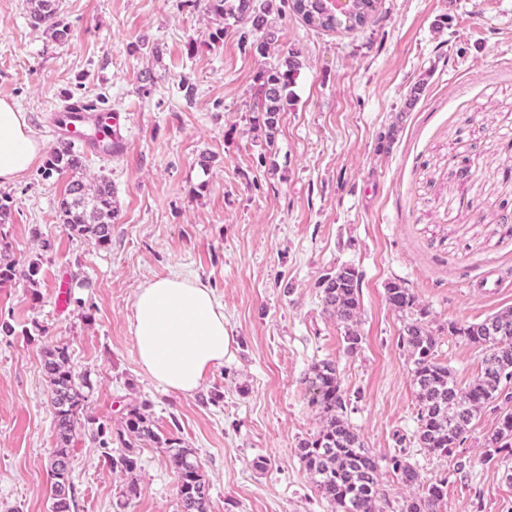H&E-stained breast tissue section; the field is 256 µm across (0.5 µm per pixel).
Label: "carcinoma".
I'll return each mask as SVG.
<instances>
[{
  "instance_id": "1",
  "label": "carcinoma",
  "mask_w": 512,
  "mask_h": 512,
  "mask_svg": "<svg viewBox=\"0 0 512 512\" xmlns=\"http://www.w3.org/2000/svg\"><path fill=\"white\" fill-rule=\"evenodd\" d=\"M205 11L229 16L244 25L243 45L260 55L278 42L279 32L268 20L269 5L264 0H201ZM283 7L300 16L308 25L322 30H356L355 20L336 18L325 12L323 0H281ZM30 25L57 42L69 39L70 29L59 19L58 0H26ZM299 63L288 56L277 67L259 75L257 106L260 125L266 138L274 140L281 115L290 97L289 88ZM85 155L69 141L53 148L45 174L67 181L58 210L68 233L107 247L112 241V223L117 216L112 199V182L105 177L86 180ZM39 266L18 261L0 263V286L17 278L35 282ZM362 273L342 264L318 283L323 311L343 327L345 352L356 353L361 343L358 330ZM386 300L405 317L399 345L411 360V380L418 406V447L437 455H448L464 445L467 434L486 408L498 414L497 425L483 437L487 462L505 453L512 455V307L503 308L478 322L450 321L439 327L448 336L485 351L480 373L470 381L457 382L454 371L436 358V334L423 322L427 311L411 288L399 281L386 285ZM40 368L50 387L53 429L56 443L48 460L51 512H71L73 482L70 448L78 427L85 425L91 439L103 449L105 461L114 471L133 472L137 450L146 446L164 449L177 476L178 512H210V484L195 450L183 446L181 439L158 432L149 405L134 406L124 415L120 428L109 432L85 413L84 383L70 365L68 346L45 342ZM309 403L315 408L319 426L298 445V454L314 479L317 492L331 512H384L381 505L379 464L365 448L348 418L350 399L331 361L313 363L305 376ZM396 479L405 486L418 482L416 467L400 449L388 459ZM448 478L430 485L426 491L405 500L401 512H441Z\"/></svg>"
}]
</instances>
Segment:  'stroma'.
<instances>
[{
	"label": "stroma",
	"instance_id": "1",
	"mask_svg": "<svg viewBox=\"0 0 512 512\" xmlns=\"http://www.w3.org/2000/svg\"><path fill=\"white\" fill-rule=\"evenodd\" d=\"M270 2L279 41L260 57L244 50L234 19L198 0H59L64 43L31 27L25 0H0V97L25 112L45 148L57 146L51 130L68 103L125 119L111 157L88 153L84 170L112 182L109 247L65 230V182L45 176V160L0 186L12 257L41 260L37 286H0V319L13 327L0 333V512H49L47 339L67 344L72 368L88 376L97 422L117 429L146 402L159 431L195 450L210 512H330L298 455L318 426L304 377L320 360L335 362L368 451L382 461L405 449L419 472L409 488L382 470L387 512L442 478V512H512V458L483 460L496 414H482L451 456L414 443L403 320L385 294L404 281L432 328L512 307V287H481L512 276V0H380L353 32L310 28ZM289 53L300 67L270 141L254 124L259 73ZM390 130L393 143L380 148ZM341 264L362 274L352 355L316 288ZM172 274L212 289L230 336L223 365L190 395L144 372L131 329L138 289ZM437 354L462 382L483 358L445 334ZM463 456L468 466L455 471ZM71 457L77 512H177L163 449L142 448L134 472H115L80 432ZM133 480L141 495L122 504Z\"/></svg>",
	"mask_w": 512,
	"mask_h": 512
}]
</instances>
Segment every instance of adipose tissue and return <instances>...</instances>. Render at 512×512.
<instances>
[{
  "label": "adipose tissue",
  "instance_id": "adipose-tissue-1",
  "mask_svg": "<svg viewBox=\"0 0 512 512\" xmlns=\"http://www.w3.org/2000/svg\"><path fill=\"white\" fill-rule=\"evenodd\" d=\"M43 145L16 104L0 97V185L19 179ZM133 335L143 370L163 388L189 394L224 362L230 337L210 288L171 275L146 282L133 302Z\"/></svg>",
  "mask_w": 512,
  "mask_h": 512
}]
</instances>
